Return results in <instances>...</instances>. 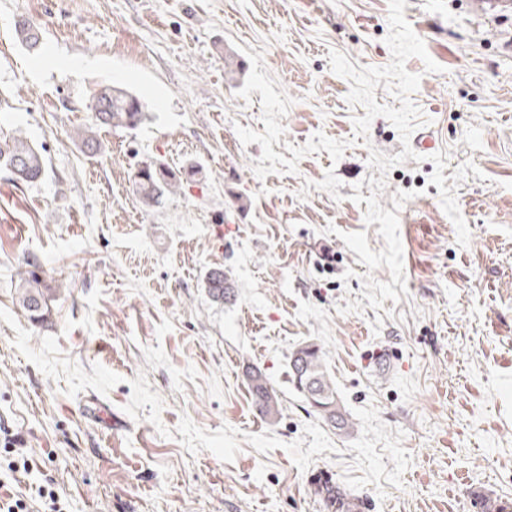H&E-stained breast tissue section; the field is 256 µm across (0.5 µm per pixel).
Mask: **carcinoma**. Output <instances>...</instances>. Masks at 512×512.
Returning <instances> with one entry per match:
<instances>
[{
	"instance_id": "1",
	"label": "carcinoma",
	"mask_w": 512,
	"mask_h": 512,
	"mask_svg": "<svg viewBox=\"0 0 512 512\" xmlns=\"http://www.w3.org/2000/svg\"><path fill=\"white\" fill-rule=\"evenodd\" d=\"M18 33L23 42L35 47L40 42V31L28 20L20 22ZM89 110L92 124L77 131L84 151L94 154L99 142L93 131L95 127H112L134 130L151 118L139 95L115 86H102L93 95ZM8 170L17 183H34L45 172L43 154L21 134L0 137V168ZM191 171H175L158 160H146L134 172V190L140 201L148 206L159 203L163 196L179 187L183 177ZM204 288L210 300L222 305L233 300L234 289L224 275V270H210L204 278ZM59 286L43 279L36 269L29 270L20 278L16 288L19 306L30 320L44 324L52 316V302ZM289 369L294 389L309 401L310 407L322 419L335 422L334 428L346 433L353 427L350 414L341 405L336 391V382L326 367L321 348L315 343H306L296 348L289 356ZM244 376L261 414L275 419L282 399L270 384L261 369L248 366ZM328 507L332 512H348L346 499L350 492L341 486L326 487Z\"/></svg>"
}]
</instances>
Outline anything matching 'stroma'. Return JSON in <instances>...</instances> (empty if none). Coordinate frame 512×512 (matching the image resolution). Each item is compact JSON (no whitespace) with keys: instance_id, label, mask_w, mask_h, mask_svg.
<instances>
[{"instance_id":"obj_1","label":"stroma","mask_w":512,"mask_h":512,"mask_svg":"<svg viewBox=\"0 0 512 512\" xmlns=\"http://www.w3.org/2000/svg\"><path fill=\"white\" fill-rule=\"evenodd\" d=\"M389 0H0V135L21 131L46 160L43 179L14 183L0 168V446L38 470L6 476L37 500L52 478L68 512H329L308 478L330 472L364 512H479L468 490L512 503V0H408L405 17L441 70L420 58L411 100L426 125L417 159L380 174L370 149L402 152L375 118L355 136L350 83L328 54L383 67ZM40 25L28 48L18 20ZM293 100L273 149L316 132L348 141L339 161L303 157L295 173L258 178L260 93L239 98L250 55ZM115 85L152 117L133 131L102 129L88 156L90 94ZM433 134L431 147L419 140ZM444 176L473 162L457 190L470 242H457L431 157ZM158 159L196 176L157 206L131 175ZM337 195L316 189L326 171ZM398 210L407 293L372 309L368 270L341 240L366 225L365 181ZM414 191L394 207L392 196ZM334 233H327V226ZM223 268L236 299L203 288ZM59 283L49 323L16 299L20 272ZM323 352L354 427L342 434L297 393L288 358ZM260 368L282 399L273 420L243 371ZM94 395L123 420L95 425Z\"/></svg>"}]
</instances>
